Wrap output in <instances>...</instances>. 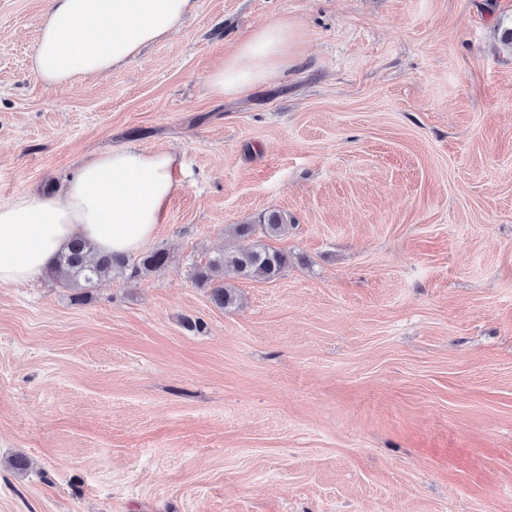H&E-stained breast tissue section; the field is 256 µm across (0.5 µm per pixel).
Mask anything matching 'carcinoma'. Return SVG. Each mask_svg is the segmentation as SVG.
Returning a JSON list of instances; mask_svg holds the SVG:
<instances>
[{
    "label": "carcinoma",
    "mask_w": 512,
    "mask_h": 512,
    "mask_svg": "<svg viewBox=\"0 0 512 512\" xmlns=\"http://www.w3.org/2000/svg\"><path fill=\"white\" fill-rule=\"evenodd\" d=\"M264 233L276 237L286 230L287 221L276 212L263 218ZM167 254L155 250L141 257L136 263L122 257L94 253V248L86 242H77L71 249L60 253L48 274L72 288H90L101 279L116 271L131 269L135 276L142 271L152 272L165 268ZM288 265V254L265 244H254L246 250L224 252L210 258L205 265L196 268L194 281L210 290L213 302L219 307H228L236 303L234 289L226 279H250L261 277L275 280Z\"/></svg>",
    "instance_id": "obj_1"
}]
</instances>
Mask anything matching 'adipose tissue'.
<instances>
[{
	"instance_id": "obj_1",
	"label": "adipose tissue",
	"mask_w": 512,
	"mask_h": 512,
	"mask_svg": "<svg viewBox=\"0 0 512 512\" xmlns=\"http://www.w3.org/2000/svg\"><path fill=\"white\" fill-rule=\"evenodd\" d=\"M196 5L197 0H50L31 70L47 85L108 76L177 29ZM299 48L287 19L263 26L209 74L207 90L217 98L244 94L286 68ZM181 166L171 151L117 147L85 157L62 193H27L0 204V285L29 283L77 238L106 253L137 251L183 192Z\"/></svg>"
}]
</instances>
